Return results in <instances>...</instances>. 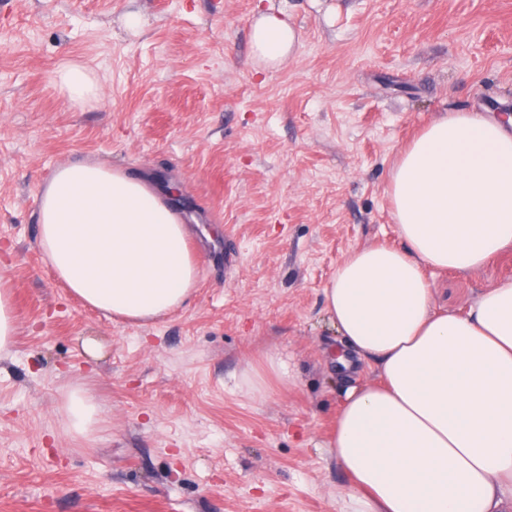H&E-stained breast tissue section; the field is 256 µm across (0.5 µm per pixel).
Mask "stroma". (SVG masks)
<instances>
[{"mask_svg": "<svg viewBox=\"0 0 512 512\" xmlns=\"http://www.w3.org/2000/svg\"><path fill=\"white\" fill-rule=\"evenodd\" d=\"M299 34L274 69L252 24ZM99 89L76 101L57 74ZM512 110V0H0V278L17 336L0 357V512H348L328 442L346 389L323 305L342 258L401 246L386 192L400 149L443 113ZM72 156L150 176L196 231L198 285L149 325L111 320L57 281L41 191ZM512 276L438 271L465 312ZM295 382L250 395L267 351ZM87 388L96 432L66 433ZM297 43L298 33L281 10L262 13L252 25L251 52L267 67L275 68L290 58ZM62 397L67 432L84 438L94 433L100 422V414L95 400L85 387L72 385Z\"/></svg>", "mask_w": 512, "mask_h": 512, "instance_id": "stroma-1", "label": "stroma"}]
</instances>
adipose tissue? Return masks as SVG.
<instances>
[{
  "label": "adipose tissue",
  "mask_w": 512,
  "mask_h": 512,
  "mask_svg": "<svg viewBox=\"0 0 512 512\" xmlns=\"http://www.w3.org/2000/svg\"><path fill=\"white\" fill-rule=\"evenodd\" d=\"M297 43L283 11L252 25L251 52L268 67ZM388 194L402 246L354 250L324 290L345 340L336 365L379 370L347 390L330 451L352 480L354 512H512V278L459 314L438 305L427 276L479 272L512 246V125L441 116L400 151ZM39 209L41 251L82 304L147 324L195 293L189 226L145 177L70 159ZM242 381L255 395L292 377L269 352ZM62 410L69 434L96 431L84 386L64 392Z\"/></svg>",
  "instance_id": "obj_1"
}]
</instances>
